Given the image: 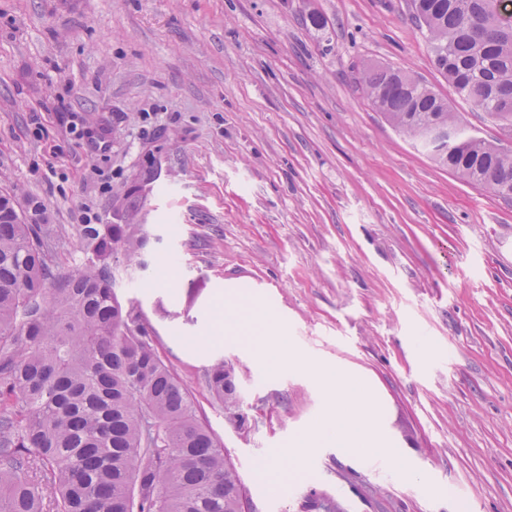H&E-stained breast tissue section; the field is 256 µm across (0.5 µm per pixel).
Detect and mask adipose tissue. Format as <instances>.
Segmentation results:
<instances>
[{"label":"adipose tissue","mask_w":512,"mask_h":512,"mask_svg":"<svg viewBox=\"0 0 512 512\" xmlns=\"http://www.w3.org/2000/svg\"><path fill=\"white\" fill-rule=\"evenodd\" d=\"M216 312L217 329L229 340L253 335L258 328L268 324L264 308L244 299L218 301ZM313 374L324 395L323 411L309 433L296 438V447L307 453L325 444L336 445L351 453L383 451L381 415L372 397L358 389L354 378L332 368L317 366Z\"/></svg>","instance_id":"adipose-tissue-1"}]
</instances>
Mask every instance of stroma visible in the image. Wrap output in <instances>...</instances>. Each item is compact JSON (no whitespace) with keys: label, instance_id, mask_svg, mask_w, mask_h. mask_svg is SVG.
I'll use <instances>...</instances> for the list:
<instances>
[{"label":"stroma","instance_id":"stroma-1","mask_svg":"<svg viewBox=\"0 0 512 512\" xmlns=\"http://www.w3.org/2000/svg\"><path fill=\"white\" fill-rule=\"evenodd\" d=\"M371 66L409 71L512 151L435 68L409 0H0V191L64 275L85 210L146 226L148 266L118 297L255 512H512V197L417 151L367 99ZM238 294L273 316L278 364L212 339L217 298ZM219 360L245 428L204 386ZM315 365L377 395L388 471L325 446L305 484L271 491L259 469L321 413Z\"/></svg>","mask_w":512,"mask_h":512}]
</instances>
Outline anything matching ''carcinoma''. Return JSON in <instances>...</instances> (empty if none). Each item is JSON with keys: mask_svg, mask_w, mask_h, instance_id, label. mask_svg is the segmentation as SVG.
<instances>
[{"mask_svg": "<svg viewBox=\"0 0 512 512\" xmlns=\"http://www.w3.org/2000/svg\"><path fill=\"white\" fill-rule=\"evenodd\" d=\"M433 62L457 96L512 128V30L496 0H415ZM372 106L461 180L512 190V153L470 134L448 100L401 70L364 73ZM458 138L444 149L433 126ZM90 256L63 277L41 225L0 194V512H243L222 440L159 355L117 282L147 267L141 224H81ZM205 388L240 425L234 369Z\"/></svg>", "mask_w": 512, "mask_h": 512, "instance_id": "obj_1", "label": "carcinoma"}]
</instances>
